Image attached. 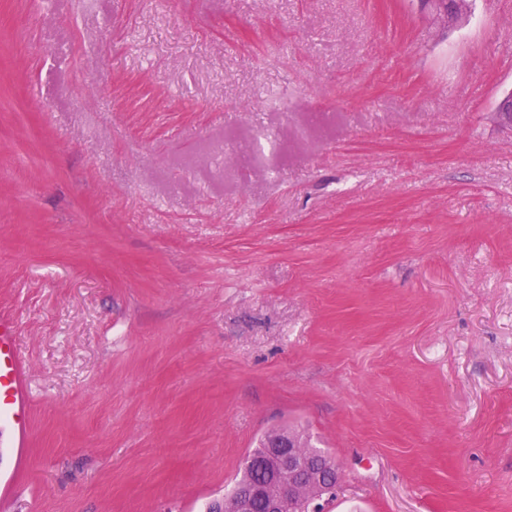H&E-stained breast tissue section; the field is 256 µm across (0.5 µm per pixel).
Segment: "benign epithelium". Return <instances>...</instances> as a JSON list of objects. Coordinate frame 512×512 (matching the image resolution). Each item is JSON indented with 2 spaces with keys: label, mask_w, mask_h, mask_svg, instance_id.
Here are the masks:
<instances>
[{
  "label": "benign epithelium",
  "mask_w": 512,
  "mask_h": 512,
  "mask_svg": "<svg viewBox=\"0 0 512 512\" xmlns=\"http://www.w3.org/2000/svg\"><path fill=\"white\" fill-rule=\"evenodd\" d=\"M468 8L467 0H456L451 10L445 0H428L423 10L448 25L451 16L462 15ZM264 466L265 480L236 484L234 490L224 496L223 506L212 507L209 512H251L253 502L259 499L264 501L266 512H285L288 503L301 490L309 496L311 512H320L325 471L335 472L338 481L342 477L338 463L328 456L321 459L303 452L286 433L271 440Z\"/></svg>",
  "instance_id": "benign-epithelium-1"
}]
</instances>
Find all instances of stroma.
I'll use <instances>...</instances> for the list:
<instances>
[{
	"instance_id": "stroma-1",
	"label": "stroma",
	"mask_w": 512,
	"mask_h": 512,
	"mask_svg": "<svg viewBox=\"0 0 512 512\" xmlns=\"http://www.w3.org/2000/svg\"><path fill=\"white\" fill-rule=\"evenodd\" d=\"M511 92L512 0H0V512H206L291 424L325 512H512ZM440 1H419L422 4H426L423 10L434 16L439 22L444 25L451 24L449 17L453 16L458 10V18L468 11L470 1H456L451 12L448 11L446 0ZM288 157V145L275 136L247 132L228 134L224 138L222 159L224 170L228 172L231 163L250 165H268L273 161H282ZM30 396L21 356L17 326L0 316V447L10 448L16 463L22 464L27 446ZM4 425L7 434H4Z\"/></svg>"
}]
</instances>
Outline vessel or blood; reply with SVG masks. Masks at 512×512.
<instances>
[{
	"label": "vessel or blood",
	"instance_id": "b4317fda",
	"mask_svg": "<svg viewBox=\"0 0 512 512\" xmlns=\"http://www.w3.org/2000/svg\"><path fill=\"white\" fill-rule=\"evenodd\" d=\"M30 396L17 326L0 316V447L22 460L27 446Z\"/></svg>",
	"mask_w": 512,
	"mask_h": 512
}]
</instances>
